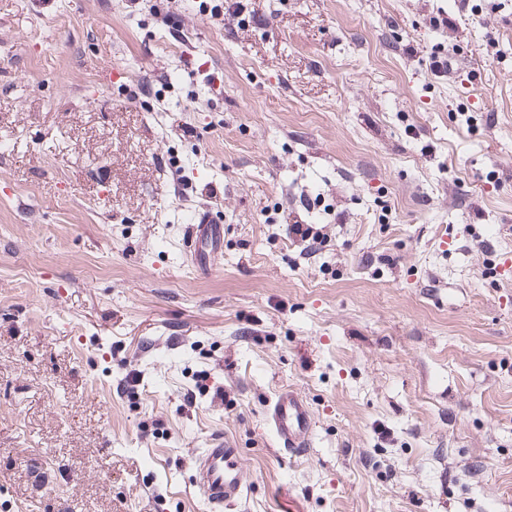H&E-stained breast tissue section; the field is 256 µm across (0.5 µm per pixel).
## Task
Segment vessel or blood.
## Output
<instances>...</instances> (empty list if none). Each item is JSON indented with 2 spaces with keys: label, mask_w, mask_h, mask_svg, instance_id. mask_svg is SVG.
<instances>
[{
  "label": "vessel or blood",
  "mask_w": 512,
  "mask_h": 512,
  "mask_svg": "<svg viewBox=\"0 0 512 512\" xmlns=\"http://www.w3.org/2000/svg\"><path fill=\"white\" fill-rule=\"evenodd\" d=\"M191 266L211 271L216 257L224 253V227L208 209L194 211L185 227ZM265 421L284 454L305 456L312 446L314 417L307 399L296 389H278L267 404ZM193 478L201 490L203 512H224L244 494L241 451L228 447L220 436L210 437L206 448L192 456Z\"/></svg>",
  "instance_id": "obj_1"
}]
</instances>
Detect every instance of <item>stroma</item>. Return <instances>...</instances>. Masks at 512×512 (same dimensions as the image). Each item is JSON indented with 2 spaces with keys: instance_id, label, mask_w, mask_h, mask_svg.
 Wrapping results in <instances>:
<instances>
[{
  "instance_id": "35a3bbf8",
  "label": "stroma",
  "mask_w": 512,
  "mask_h": 512,
  "mask_svg": "<svg viewBox=\"0 0 512 512\" xmlns=\"http://www.w3.org/2000/svg\"><path fill=\"white\" fill-rule=\"evenodd\" d=\"M509 256L512 0H0V512H512ZM186 246L191 266L198 272H209L216 257L224 254V226L217 224L208 209L194 211L191 224H186ZM265 421L284 454L303 457L312 447L314 417L307 399L296 389H278L267 404ZM195 482L201 490L202 511L222 512L244 494L240 448H228L221 436L210 437L208 448L192 456Z\"/></svg>"
}]
</instances>
